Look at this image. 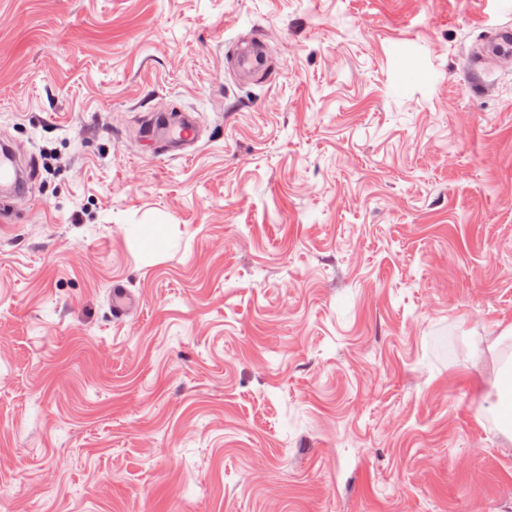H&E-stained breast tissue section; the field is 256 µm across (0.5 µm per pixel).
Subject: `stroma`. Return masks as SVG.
<instances>
[{"label":"stroma","mask_w":512,"mask_h":512,"mask_svg":"<svg viewBox=\"0 0 512 512\" xmlns=\"http://www.w3.org/2000/svg\"><path fill=\"white\" fill-rule=\"evenodd\" d=\"M497 26L512 0H0L33 164L0 201V512H512ZM239 41L266 71L227 73ZM155 132L165 143L163 146L170 151H172L169 149L170 147L178 151H185L194 146L199 138L198 127L189 115H184L174 122L162 118L158 121ZM136 305L128 289L119 282L112 284V313L117 317H130L135 313Z\"/></svg>","instance_id":"35a3bbf8"}]
</instances>
